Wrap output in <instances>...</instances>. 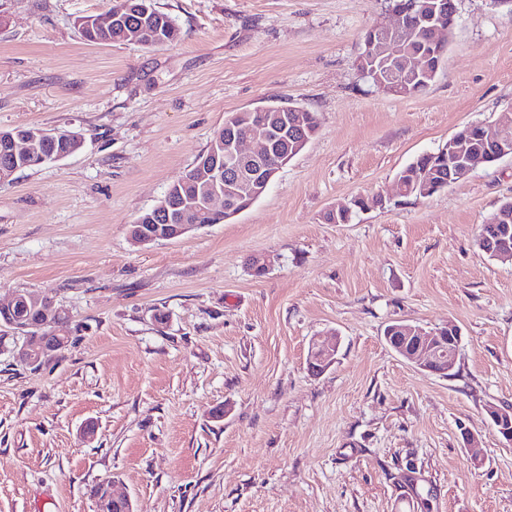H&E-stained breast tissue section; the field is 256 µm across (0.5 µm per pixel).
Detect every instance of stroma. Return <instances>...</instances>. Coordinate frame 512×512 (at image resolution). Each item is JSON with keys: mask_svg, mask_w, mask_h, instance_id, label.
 <instances>
[{"mask_svg": "<svg viewBox=\"0 0 512 512\" xmlns=\"http://www.w3.org/2000/svg\"><path fill=\"white\" fill-rule=\"evenodd\" d=\"M154 3L175 44L85 41L80 20L112 0H0V130L85 137L0 182V299L45 294L70 314L38 368L22 339L0 346V512H96L107 479L136 512H512V446L486 413L512 405V263L476 245L512 198V158L396 192L462 125L512 111V11L456 0L436 79L396 97L357 67L388 0ZM279 105L318 130L261 199L132 244L229 117ZM357 197L370 205L351 223H324ZM395 321L458 325L452 376L399 357ZM332 330L336 360L312 374ZM340 336L337 332H331L327 336L312 342L308 368L312 373L320 374L328 369L335 361L340 347Z\"/></svg>", "mask_w": 512, "mask_h": 512, "instance_id": "35a3bbf8", "label": "stroma"}]
</instances>
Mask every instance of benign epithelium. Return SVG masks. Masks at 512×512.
<instances>
[{"label":"benign epithelium","mask_w":512,"mask_h":512,"mask_svg":"<svg viewBox=\"0 0 512 512\" xmlns=\"http://www.w3.org/2000/svg\"><path fill=\"white\" fill-rule=\"evenodd\" d=\"M448 9L447 0H426L413 4V16L417 20L433 19ZM394 22L389 26L373 25L366 42V52L359 57L358 67L363 76H372L378 88L395 94L405 83L408 76L427 73L426 59L418 53L408 52L404 46L403 30L407 28L404 13L397 6H390ZM242 123L251 124V133L243 139H224V134L215 135L210 151L200 163V175L192 193L186 194L177 189L182 203L178 206L179 223L159 224L157 218L170 214L168 200L164 199L154 207L147 217L146 224L130 225L131 239L138 244H149L157 240L175 239L186 232L199 227L196 211L207 208L222 211L233 217L243 211L236 204L240 196L255 201L265 194L269 184L278 172L288 163L289 157L279 159L274 166L265 162L273 154L274 142L279 130L276 122L263 120L256 122L251 114L236 113ZM508 123L498 120L486 125L485 139L499 158L512 156V133ZM54 138V134L44 130L30 135L8 134L0 139V181L10 179L16 172V161L40 155L41 162H51L65 158L75 152L72 147L59 153L45 155L41 153L42 143ZM467 147L464 140L453 134L448 138V156L455 162L454 177L463 179L471 171L466 157ZM33 308L39 310V320L8 318L0 322V327L10 329L15 334L27 338L34 337L36 345H23L17 352V358L35 363L49 352L60 348L64 340V331L53 321L67 314V311L55 305L47 295L36 294L32 298ZM52 327L51 335H44L47 327ZM387 344L406 361L417 364L431 373L445 375L456 365L461 345V330L455 324L428 332L420 326L399 322L385 334ZM340 336L332 332L312 342L308 368L315 374L328 369L335 361L340 347ZM495 431L507 443L512 445V408L503 410L491 405L487 408Z\"/></svg>","instance_id":"7a95c632"}]
</instances>
